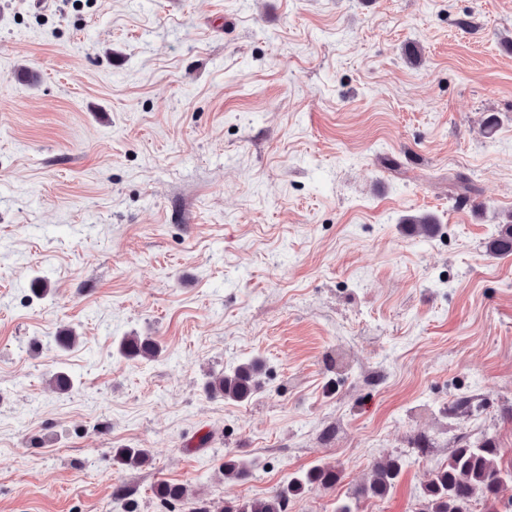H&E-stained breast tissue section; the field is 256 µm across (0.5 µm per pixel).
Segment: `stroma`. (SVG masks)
I'll use <instances>...</instances> for the list:
<instances>
[{
  "instance_id": "1",
  "label": "stroma",
  "mask_w": 512,
  "mask_h": 512,
  "mask_svg": "<svg viewBox=\"0 0 512 512\" xmlns=\"http://www.w3.org/2000/svg\"><path fill=\"white\" fill-rule=\"evenodd\" d=\"M506 37L512 0H0V512H222L317 464L288 512H336L395 457L357 512H416L461 438L511 460ZM486 251L497 255L512 254V217L507 224H502L498 232L486 242ZM118 352L130 360H152L160 356L161 348L152 336H125L118 344ZM262 365L258 361L241 363L228 373L211 377L205 385L211 395H220L224 399L245 401L251 398L260 386L258 376ZM149 456L142 448H116L113 460L121 467L138 468L149 462ZM401 469L402 462L398 458L377 463L373 469L371 479L354 491L351 501L339 504L336 507V512H356L354 509H356L357 500L369 497H384L394 487ZM154 493L163 505L172 506L187 498L188 489L183 484L162 482L157 484Z\"/></svg>"
}]
</instances>
